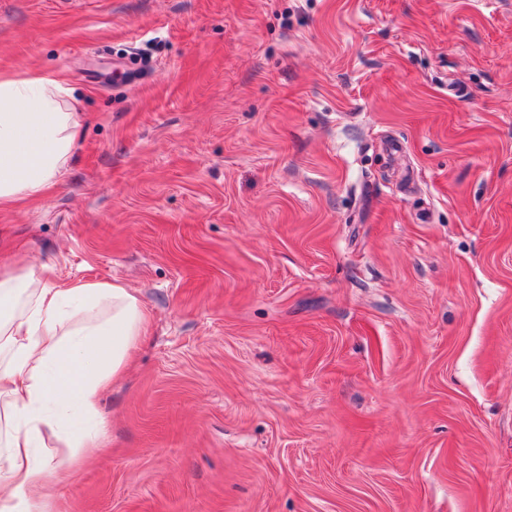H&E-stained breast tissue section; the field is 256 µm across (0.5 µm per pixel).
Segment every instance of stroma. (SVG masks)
I'll list each match as a JSON object with an SVG mask.
<instances>
[{
    "instance_id": "35a3bbf8",
    "label": "stroma",
    "mask_w": 512,
    "mask_h": 512,
    "mask_svg": "<svg viewBox=\"0 0 512 512\" xmlns=\"http://www.w3.org/2000/svg\"><path fill=\"white\" fill-rule=\"evenodd\" d=\"M27 70L0 261L150 314L49 512H512V0H0ZM52 72H0V209L41 198L67 169L79 122Z\"/></svg>"
}]
</instances>
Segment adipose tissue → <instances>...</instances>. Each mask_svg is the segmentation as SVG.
I'll list each match as a JSON object with an SVG mask.
<instances>
[{
    "label": "adipose tissue",
    "mask_w": 512,
    "mask_h": 512,
    "mask_svg": "<svg viewBox=\"0 0 512 512\" xmlns=\"http://www.w3.org/2000/svg\"><path fill=\"white\" fill-rule=\"evenodd\" d=\"M52 72H0V209L41 198L67 169L79 122ZM149 315L112 280L60 287L46 265L0 267V512H47L70 460L38 456L55 439L88 452L102 397L145 340Z\"/></svg>",
    "instance_id": "adipose-tissue-1"
}]
</instances>
